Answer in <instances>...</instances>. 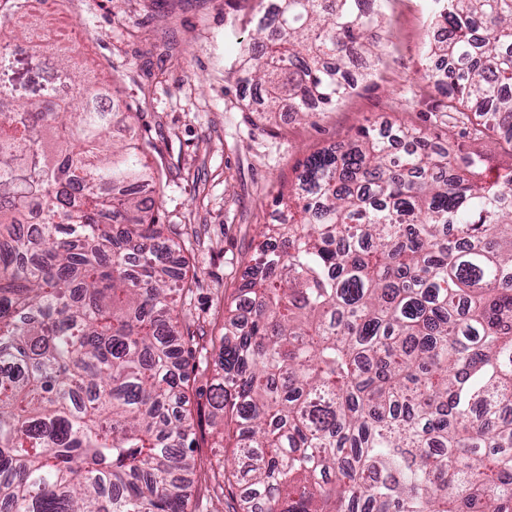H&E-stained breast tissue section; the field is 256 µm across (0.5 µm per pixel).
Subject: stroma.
I'll list each match as a JSON object with an SVG mask.
<instances>
[{"mask_svg": "<svg viewBox=\"0 0 512 512\" xmlns=\"http://www.w3.org/2000/svg\"><path fill=\"white\" fill-rule=\"evenodd\" d=\"M265 7L266 0H30L18 21L81 55L110 79L113 99L138 113L149 157L163 161L156 220L180 233L198 277L180 317L208 336L217 335L225 303L250 271L260 225L275 221L279 185L294 183L307 157L375 119L449 135L438 92L420 80L429 0H385L389 41L379 61L353 93L310 118L287 102L266 113L259 90L239 96V43ZM453 138L461 150H481L491 170L512 166L504 136Z\"/></svg>", "mask_w": 512, "mask_h": 512, "instance_id": "stroma-1", "label": "stroma"}]
</instances>
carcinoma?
Returning a JSON list of instances; mask_svg holds the SVG:
<instances>
[{
	"label": "carcinoma",
	"mask_w": 512,
	"mask_h": 512,
	"mask_svg": "<svg viewBox=\"0 0 512 512\" xmlns=\"http://www.w3.org/2000/svg\"><path fill=\"white\" fill-rule=\"evenodd\" d=\"M6 2L5 48L28 0ZM432 2L422 78L449 136L370 124L309 156L206 341L178 329L179 233L109 192H161L132 113L35 29L0 54V512H188L199 379L245 461L203 480L237 512H512V166L487 181L451 143L512 145V0ZM382 23L365 0H274L243 87L334 105Z\"/></svg>",
	"instance_id": "carcinoma-1"
}]
</instances>
